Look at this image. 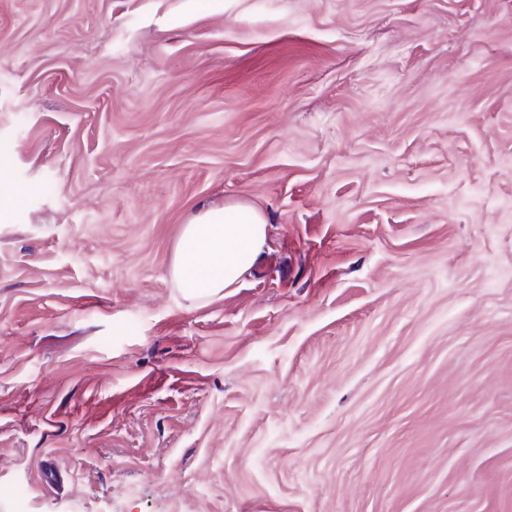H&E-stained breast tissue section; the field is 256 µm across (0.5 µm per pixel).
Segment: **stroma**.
Wrapping results in <instances>:
<instances>
[{"mask_svg": "<svg viewBox=\"0 0 512 512\" xmlns=\"http://www.w3.org/2000/svg\"><path fill=\"white\" fill-rule=\"evenodd\" d=\"M0 178L26 512H512V0H0ZM266 242V219L245 203L200 208L184 225L171 276L191 301L222 296L250 270Z\"/></svg>", "mask_w": 512, "mask_h": 512, "instance_id": "stroma-1", "label": "stroma"}]
</instances>
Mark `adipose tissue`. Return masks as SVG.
Listing matches in <instances>:
<instances>
[{
    "label": "adipose tissue",
    "mask_w": 512,
    "mask_h": 512,
    "mask_svg": "<svg viewBox=\"0 0 512 512\" xmlns=\"http://www.w3.org/2000/svg\"><path fill=\"white\" fill-rule=\"evenodd\" d=\"M266 242V219L256 206L235 202L199 209L184 225L171 276L182 295L204 301L234 287Z\"/></svg>",
    "instance_id": "adipose-tissue-1"
}]
</instances>
